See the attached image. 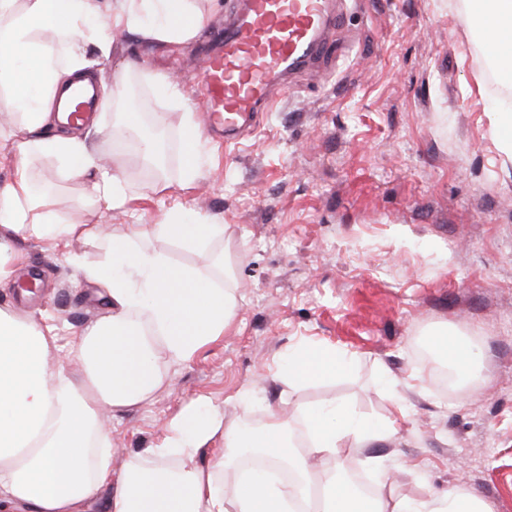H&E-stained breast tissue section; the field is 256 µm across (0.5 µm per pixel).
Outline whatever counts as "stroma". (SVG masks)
<instances>
[{
    "label": "stroma",
    "mask_w": 512,
    "mask_h": 512,
    "mask_svg": "<svg viewBox=\"0 0 512 512\" xmlns=\"http://www.w3.org/2000/svg\"><path fill=\"white\" fill-rule=\"evenodd\" d=\"M336 53L288 79L256 125L227 138L205 129L202 173L179 184V113L163 131L170 187L152 191L122 132L98 151L125 154L127 203L106 210L54 159L31 172L63 214L79 215L97 238L55 249L13 243L22 263L0 306L45 315L58 328L51 363L81 375L68 355L76 334L106 311L75 263L96 262L109 238L186 210L224 227L211 249L234 268L237 308L222 338L170 368L145 403L113 413L112 471L155 446L189 405L216 407L226 423L263 407L289 417L344 399L372 419H391L394 439L345 458H381L394 496L423 498L466 489L491 512H512V154L493 121L512 101L483 49L482 22L464 0H344ZM112 52L91 81L142 65L172 77L198 116L199 34L181 46L146 44L109 28ZM454 329L476 346L479 372L467 388L440 393L432 334ZM336 348L347 376L285 387L273 374L288 350ZM403 385L395 407L381 375ZM256 387L250 404L239 394Z\"/></svg>",
    "instance_id": "obj_1"
}]
</instances>
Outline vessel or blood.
I'll return each instance as SVG.
<instances>
[{"label":"vessel or blood","instance_id":"obj_1","mask_svg":"<svg viewBox=\"0 0 512 512\" xmlns=\"http://www.w3.org/2000/svg\"><path fill=\"white\" fill-rule=\"evenodd\" d=\"M341 14L340 0H242L236 16L216 33L220 50L201 60L210 124L237 135L273 84L284 83L329 48L331 26ZM72 99L70 121L98 108L85 89H74Z\"/></svg>","mask_w":512,"mask_h":512}]
</instances>
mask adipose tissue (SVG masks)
I'll return each mask as SVG.
<instances>
[{
	"label": "adipose tissue",
	"instance_id": "obj_1",
	"mask_svg": "<svg viewBox=\"0 0 512 512\" xmlns=\"http://www.w3.org/2000/svg\"><path fill=\"white\" fill-rule=\"evenodd\" d=\"M468 7L500 42L501 76L511 80L512 0H468ZM209 19L197 0H114L108 18L99 0H0V104L15 116L9 140L16 172L0 189V284L15 273L14 239L58 246L91 235L77 218L50 209L29 173L33 157L56 159L93 202L109 209L126 203L124 166L92 146L104 127L94 122L48 131L56 93L108 58L107 24L147 43L183 45ZM90 42L98 59L86 53ZM129 78L121 71L102 85L100 103L121 101L115 125L133 133L141 109L125 95ZM179 134L186 187L200 176L202 147L191 111L183 112ZM223 235V225L190 224L177 211L112 238L98 263L79 264L108 308L74 344L83 364L77 377L47 363L56 340L49 320L0 308V512H84L110 483L116 486L112 512H310L317 485L324 491L322 512H488L480 498L458 489L415 500L387 494L381 481L363 493L344 477L342 449L393 438L396 430L336 402L304 407L293 419L272 408L249 425L226 424L220 409L190 405L167 424L158 446L131 455L113 475L110 415L149 400L166 382L169 366L223 336L235 314L230 268L223 254L208 249ZM148 237L179 242L201 253L202 261L174 264L142 246ZM429 350L458 382H468L477 368L472 343L455 330L435 333ZM287 364L280 375L287 383L333 379L349 370L342 352L323 346L290 350ZM248 450L287 467L292 480L243 477L236 461Z\"/></svg>",
	"mask_w": 512,
	"mask_h": 512
}]
</instances>
